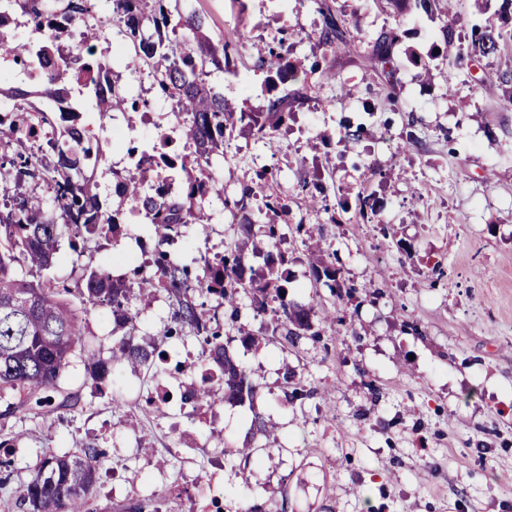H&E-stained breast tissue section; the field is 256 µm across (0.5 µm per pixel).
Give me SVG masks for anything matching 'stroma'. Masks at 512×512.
<instances>
[{"label": "stroma", "mask_w": 512, "mask_h": 512, "mask_svg": "<svg viewBox=\"0 0 512 512\" xmlns=\"http://www.w3.org/2000/svg\"><path fill=\"white\" fill-rule=\"evenodd\" d=\"M349 32V47L325 48L311 0H179L182 13L205 14L213 39L240 37L233 72L211 80L225 100L247 112L269 97H287L290 117L270 140L235 134L224 162L212 169L217 189L210 220L184 227L172 250L199 268L209 248L238 239L223 199L268 169L263 195L248 202L253 223H265L263 196L288 205L279 243L288 254L287 299L338 307L346 331L323 329L319 341L291 346L283 336L231 346L257 386L252 403H225L215 390L191 410L179 400L145 403L154 386L199 378L167 375L157 366L119 367L91 385L83 357L72 355L60 394L76 405L5 414L0 395V512H28L25 495L43 458L74 455L87 445L103 453V473L90 495L92 512H512V96L502 71L512 53L455 66L443 54L441 28L457 12L462 34L492 26L512 32V0H330ZM394 90L372 60L389 28ZM288 34L289 76L270 81L259 57ZM117 87L148 99L153 122H138L137 141L156 138L173 102L159 97L147 72L113 65ZM358 128L357 136L345 134ZM375 206L372 222L355 217L359 197ZM321 224L317 242L296 233ZM120 242H88L75 255L60 239L58 259L43 273L78 302L87 272L125 273L132 236L153 239L134 224ZM333 253L356 287L340 300L315 282L308 264ZM130 328L111 313L88 311L85 339L101 359L130 335L158 350L199 352L194 337L165 334L167 299L134 301ZM312 393L286 400L285 371ZM121 393L125 404L115 407ZM278 442L250 438L254 415ZM252 441L249 457L228 455Z\"/></svg>", "instance_id": "obj_1"}]
</instances>
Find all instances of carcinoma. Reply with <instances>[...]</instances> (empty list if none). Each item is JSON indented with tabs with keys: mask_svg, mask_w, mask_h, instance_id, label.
<instances>
[{
	"mask_svg": "<svg viewBox=\"0 0 512 512\" xmlns=\"http://www.w3.org/2000/svg\"><path fill=\"white\" fill-rule=\"evenodd\" d=\"M313 4L323 18L322 43L329 47L349 45L342 19L328 0H313ZM9 6L44 28L42 41L12 43L14 57L23 65L58 44L61 33L57 32V18L89 17L78 31L80 54L76 61L59 56L45 105L53 98L70 96L73 83L82 79L79 106L91 108L101 122L113 112L134 113L147 107L146 101L115 90L110 96H100L95 78L99 58L85 55L86 47L105 39L113 22L136 16L138 23L126 27L127 37L143 47V52L130 55L125 68L134 73L148 68L155 89L175 101L178 136L186 144V153L172 162L174 170L186 174L183 193L177 197L157 190L156 167L138 165L121 176L123 196L140 204L148 216L156 240L154 252L129 276L116 277L106 267L90 271L79 290L78 308L62 298L52 280H30L28 276L56 261L63 234H68L70 248L79 255V243L107 240L125 224L121 208L111 210L102 203L95 173L85 171L87 162L97 155V143L92 138L72 140L56 131L44 105L15 100L10 108L0 111V180L14 185L12 190H0V392L14 395L10 409L51 406L60 373L77 350L85 355L96 382L104 380L111 367L153 363L154 349L134 345L125 337L112 345V364L101 360L85 342L82 314L90 308L105 307L112 317L132 325L136 321L133 297H153L161 292L172 309L165 335L199 337L204 360L219 372L218 387L224 389V401L242 404L253 400L256 385L230 347L233 333H242L237 326L240 294L251 295L254 317L271 315L275 327L285 332L293 345L320 335L319 324L331 319L322 307L299 305L282 296L288 284V259L274 249L280 238L278 219L286 205L278 196H265L267 224L262 242L267 248V273L259 278L247 273L248 257L237 242L206 259L202 273L195 276L170 246L182 227L208 221L205 202L215 191L212 160L224 156L233 132L243 129L258 140L272 137L288 116V101L271 98L262 112L232 111L224 93L210 81V66L222 63L230 69L237 41L232 37L213 41L205 16L181 14L177 0H112L109 13L99 8L98 0H10ZM456 21L449 18L444 29L446 57L455 64L487 57L512 41V33L476 28L470 42L465 43L455 37ZM397 38V30L387 31L373 52L389 87L394 77L389 46ZM287 40L284 35L268 45L262 58V64L278 78L288 70L282 53ZM31 124L44 126L47 134L35 146L25 140ZM258 187L257 183L247 185L240 199L224 204L225 209L241 213L238 228L248 237L253 235V224L246 199L255 195ZM310 272L315 281H324L333 291L346 287L341 271L334 266L314 262ZM211 299L224 307V321L203 317ZM210 380L211 376L204 375L185 388L182 404L194 408L208 402L212 396ZM100 460V450L90 446L73 456L46 457L27 486L29 512H90L89 495Z\"/></svg>",
	"mask_w": 512,
	"mask_h": 512,
	"instance_id": "obj_1",
	"label": "carcinoma"
}]
</instances>
